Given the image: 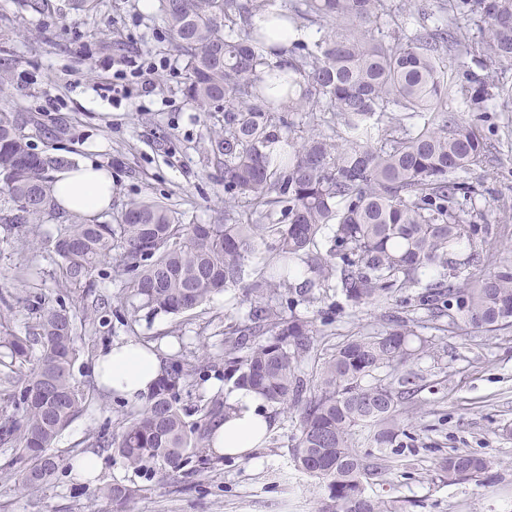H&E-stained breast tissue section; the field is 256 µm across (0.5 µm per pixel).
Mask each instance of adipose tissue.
<instances>
[{
    "mask_svg": "<svg viewBox=\"0 0 512 512\" xmlns=\"http://www.w3.org/2000/svg\"><path fill=\"white\" fill-rule=\"evenodd\" d=\"M51 190L60 209L90 220L112 207V172L87 159L55 172ZM164 369L159 350L127 340L101 351L93 362L92 374L113 395L142 401ZM232 406L228 418L216 423L209 444L215 455L244 458L265 443L274 423L261 412V398L252 391L237 390Z\"/></svg>",
    "mask_w": 512,
    "mask_h": 512,
    "instance_id": "obj_1",
    "label": "adipose tissue"
}]
</instances>
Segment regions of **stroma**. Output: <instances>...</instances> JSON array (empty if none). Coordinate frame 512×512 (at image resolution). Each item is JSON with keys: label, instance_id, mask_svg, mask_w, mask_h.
<instances>
[{"label": "stroma", "instance_id": "stroma-1", "mask_svg": "<svg viewBox=\"0 0 512 512\" xmlns=\"http://www.w3.org/2000/svg\"><path fill=\"white\" fill-rule=\"evenodd\" d=\"M408 32L448 26L452 41L444 54L449 71L467 63L479 74L512 85V66L480 53L481 32L434 0H406ZM9 50L16 91L0 100V110L22 115L35 152L76 164L90 156L112 172V207L98 216L101 224L120 223L127 205L145 196L164 201L184 223L210 224L224 212V176L207 159V130L216 115L192 104L181 93L184 77L179 53L158 9L141 0H99L85 13L73 0H0V50ZM170 59L173 67L158 73L154 90L143 95L137 84L120 103L99 96L97 85L111 84L128 57ZM479 130L488 144L485 159L464 179L475 198L459 197L458 207L478 228L477 241L487 261L484 272L512 266V112L500 99L488 102ZM60 213L30 232L0 224V299L13 304L15 331L36 324L40 299L62 301L82 312L92 296L104 304L93 322L78 327L80 350L74 379L90 389L85 411L56 442V454L75 458L90 450L103 430H116L134 402L111 396L92 376V361L115 341L134 339L161 348L167 362L224 351L225 339L247 318L252 306L244 291L272 261L260 247L248 262L243 286L226 289L196 309L155 314L136 308L113 279L120 250L92 273V295L56 287L52 278V242L72 223ZM37 246H30L29 237ZM438 269L422 271L418 284L399 292L390 305L352 307L340 289L316 288L296 298L293 312L312 323L313 345L301 362L311 376L348 337L385 330L391 319L415 320L417 334L429 337L434 352L386 372L387 382L411 377L417 392L402 406L399 425L406 447L386 449L387 462L366 486L375 498L401 501L404 512H512V330L493 333L463 330L447 319L431 321L419 304ZM274 428L252 457L222 458L214 468L192 477L135 479L110 449H99V478L104 482L137 480L141 491L126 512H323L328 492L295 466L299 435L296 411L269 407ZM464 451L492 460L479 480L443 482L442 458ZM10 446L0 444V512H103L92 491L60 469L34 491L24 490Z\"/></svg>", "mask_w": 512, "mask_h": 512}]
</instances>
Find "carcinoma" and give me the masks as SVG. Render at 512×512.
Masks as SVG:
<instances>
[{
    "mask_svg": "<svg viewBox=\"0 0 512 512\" xmlns=\"http://www.w3.org/2000/svg\"><path fill=\"white\" fill-rule=\"evenodd\" d=\"M164 23L184 62L185 97L206 112H222L208 132L209 155L224 172V218L183 224L152 198L134 201L119 224L79 219L55 239L54 280L60 288L93 284L89 276L112 249L122 250V291L156 313L178 315L239 285L246 262L271 240L277 260L247 287L261 300L241 337L224 341V363L214 356L181 360L165 370L141 407L128 412L116 433L96 436L136 476L209 468L206 447L214 421L231 411L217 399L197 397V379L224 366V378L273 406L299 412L295 466L325 483L326 512H399L394 500L366 493L378 463L358 448L399 445V407L411 399L410 378L401 389L381 374L429 352L431 341L407 320L355 336L316 369L312 386L299 375L312 345L310 321L286 316L267 303L292 288L297 262L306 266L299 286L336 287L354 307L383 305L419 283L421 270L442 269L426 286L420 305L432 317L476 331L512 327V269L478 278L466 288L453 279L462 266L484 257L476 228L454 212L457 193L474 189L460 174L478 164L487 145L476 121L448 110L457 95L468 111H487L496 96L512 103V87L489 84L471 71L462 80L448 73L442 49L446 31L401 29L378 36L390 0H159ZM460 15L479 19L484 55L512 65V0H456ZM263 17L256 25L253 18ZM317 24L325 35L284 44L279 29ZM280 63H269V57ZM496 89L492 95L489 88ZM11 64L0 63V100L11 97ZM318 109L333 113L336 128H315L300 137L289 116ZM49 161L32 151L23 122L0 110V224H43L57 215L47 171ZM274 224L263 220L274 211ZM333 249L322 254L319 238ZM0 320L7 349L0 358L6 391L0 414L3 441L25 464L21 485L49 482L64 459L52 454L62 433L82 413L88 396L76 386L77 315L63 303L38 306L36 331L19 335ZM251 336V343L246 337ZM492 462L454 451L439 464L448 484L475 480ZM139 491L118 482L96 486L94 496L124 512Z\"/></svg>",
    "mask_w": 512,
    "mask_h": 512,
    "instance_id": "carcinoma-1",
    "label": "carcinoma"
}]
</instances>
